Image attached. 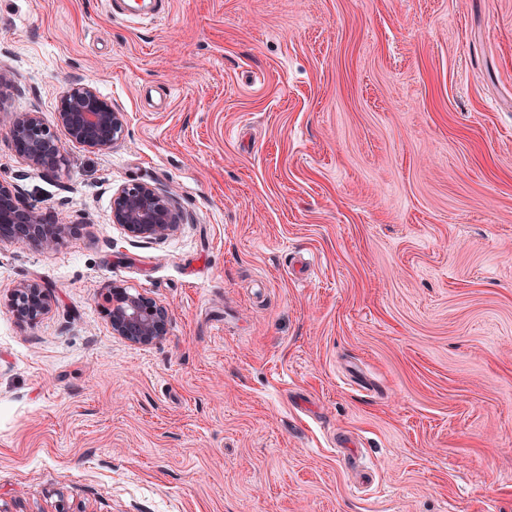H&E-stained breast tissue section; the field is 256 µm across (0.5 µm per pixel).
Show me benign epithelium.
I'll use <instances>...</instances> for the list:
<instances>
[{
  "label": "benign epithelium",
  "mask_w": 512,
  "mask_h": 512,
  "mask_svg": "<svg viewBox=\"0 0 512 512\" xmlns=\"http://www.w3.org/2000/svg\"><path fill=\"white\" fill-rule=\"evenodd\" d=\"M57 124L69 139L94 150H109L123 138V113L112 107L88 84L70 86L59 99ZM15 151L31 165L58 174L65 165L61 142L37 112H19L9 125ZM183 221L171 196L145 182L119 187L112 195V223L128 234L149 241L176 233ZM78 225L66 220L45 224L42 215L24 207L14 185L0 179V240L23 243L36 250L51 251ZM104 310L112 334L150 346L167 335L168 311L153 299L113 286L103 295ZM21 323L34 325L50 309L48 289L35 280L19 283L4 304Z\"/></svg>",
  "instance_id": "benign-epithelium-1"
}]
</instances>
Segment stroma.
<instances>
[{"label": "stroma", "mask_w": 512, "mask_h": 512, "mask_svg": "<svg viewBox=\"0 0 512 512\" xmlns=\"http://www.w3.org/2000/svg\"><path fill=\"white\" fill-rule=\"evenodd\" d=\"M0 69V179L80 225L0 240V512H512V0H0ZM74 82L126 132L50 177L8 123ZM132 182L177 233L112 223ZM182 221L172 197L149 183L122 185L112 195V223L134 237L162 240L176 233ZM4 307L19 322L34 325L48 313L50 294L38 281H22L13 289ZM104 310L113 335L150 346L167 335L168 311L153 299L112 286L103 295Z\"/></svg>", "instance_id": "stroma-1"}]
</instances>
